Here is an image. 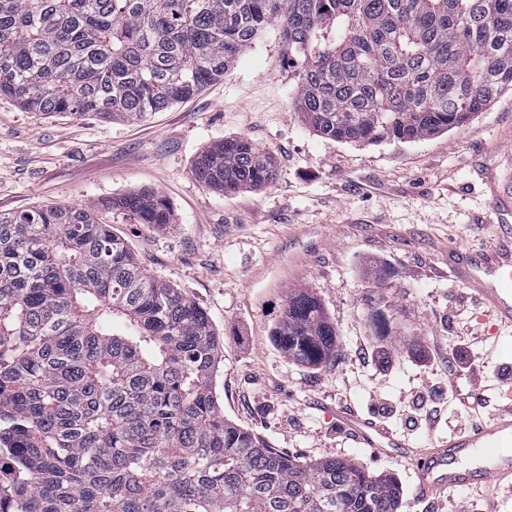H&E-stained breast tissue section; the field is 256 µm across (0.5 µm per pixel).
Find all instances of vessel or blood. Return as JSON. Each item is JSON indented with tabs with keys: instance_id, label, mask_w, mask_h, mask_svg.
Masks as SVG:
<instances>
[{
	"instance_id": "vessel-or-blood-1",
	"label": "vessel or blood",
	"mask_w": 512,
	"mask_h": 512,
	"mask_svg": "<svg viewBox=\"0 0 512 512\" xmlns=\"http://www.w3.org/2000/svg\"><path fill=\"white\" fill-rule=\"evenodd\" d=\"M499 223L495 243L476 252L462 245L448 249V269L488 309L502 328H512V197L494 193ZM491 416L448 441L414 457L417 499H436L472 485H512V381L503 380ZM339 424L358 443L385 453L399 440L371 421L340 410Z\"/></svg>"
}]
</instances>
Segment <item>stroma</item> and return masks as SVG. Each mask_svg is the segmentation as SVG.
<instances>
[{
    "label": "stroma",
    "mask_w": 512,
    "mask_h": 512,
    "mask_svg": "<svg viewBox=\"0 0 512 512\" xmlns=\"http://www.w3.org/2000/svg\"><path fill=\"white\" fill-rule=\"evenodd\" d=\"M294 68L279 32H261L223 80L144 122L52 117L0 98V212L78 206L125 239L149 274L196 302L219 337L212 377L226 420L303 461L348 459L388 474L402 512H512V493L462 487L435 504L415 497L409 459L354 441L327 413L355 410L414 448L488 418L492 387L512 365V329L448 275V246L497 234L487 181L512 186V92L461 126L419 142L339 143L294 110ZM242 136L269 151L267 186L216 193L191 174L196 155ZM154 190L172 210L155 227L107 208ZM385 270V280L375 278ZM308 290L338 336L320 367L289 360L272 336L290 293ZM387 305L380 337L370 313ZM466 345L477 368L450 370Z\"/></svg>",
    "instance_id": "stroma-1"
}]
</instances>
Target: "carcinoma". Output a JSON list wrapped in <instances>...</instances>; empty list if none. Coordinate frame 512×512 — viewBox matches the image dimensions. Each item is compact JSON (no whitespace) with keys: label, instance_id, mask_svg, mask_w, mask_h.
I'll return each instance as SVG.
<instances>
[{"label":"carcinoma","instance_id":"cac0c4a2","mask_svg":"<svg viewBox=\"0 0 512 512\" xmlns=\"http://www.w3.org/2000/svg\"><path fill=\"white\" fill-rule=\"evenodd\" d=\"M298 66L294 110L320 137L418 142L512 91V0H0V97L43 115L139 122L219 81L267 27ZM194 178L232 192L277 175L244 138ZM110 206L170 223L153 190ZM376 335L391 315L372 313ZM273 336L319 367L338 336L288 296ZM207 313L78 207L0 214V512H401L387 474L302 461L224 419Z\"/></svg>","mask_w":512,"mask_h":512}]
</instances>
